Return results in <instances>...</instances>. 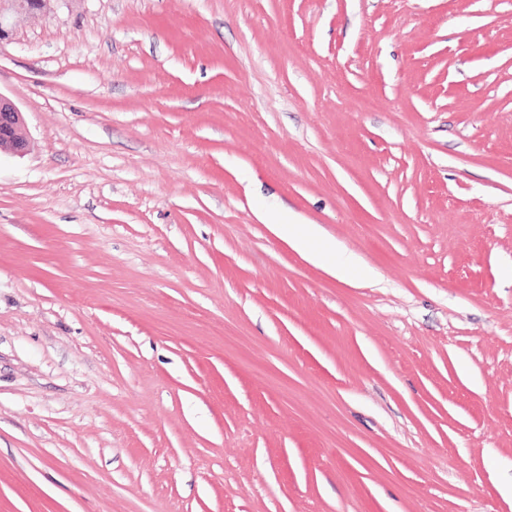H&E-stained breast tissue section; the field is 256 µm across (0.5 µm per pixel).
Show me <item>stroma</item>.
Masks as SVG:
<instances>
[{
	"mask_svg": "<svg viewBox=\"0 0 512 512\" xmlns=\"http://www.w3.org/2000/svg\"><path fill=\"white\" fill-rule=\"evenodd\" d=\"M12 27L0 512H512V0ZM24 121L22 112L8 98L0 95V151L9 149L14 154H23L29 147L21 130ZM271 231L288 241L304 259L320 267L340 281H350L352 273L362 270L359 260L352 254L336 249L327 241L316 224H291L285 221L272 223Z\"/></svg>",
	"mask_w": 512,
	"mask_h": 512,
	"instance_id": "obj_1",
	"label": "stroma"
}]
</instances>
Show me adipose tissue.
<instances>
[{
	"mask_svg": "<svg viewBox=\"0 0 512 512\" xmlns=\"http://www.w3.org/2000/svg\"><path fill=\"white\" fill-rule=\"evenodd\" d=\"M271 230L278 237L288 241L304 259L337 280H350L352 273L361 268L359 260L354 255L337 249L335 244L327 241L318 225L280 221L272 224Z\"/></svg>",
	"mask_w": 512,
	"mask_h": 512,
	"instance_id": "1",
	"label": "adipose tissue"
}]
</instances>
